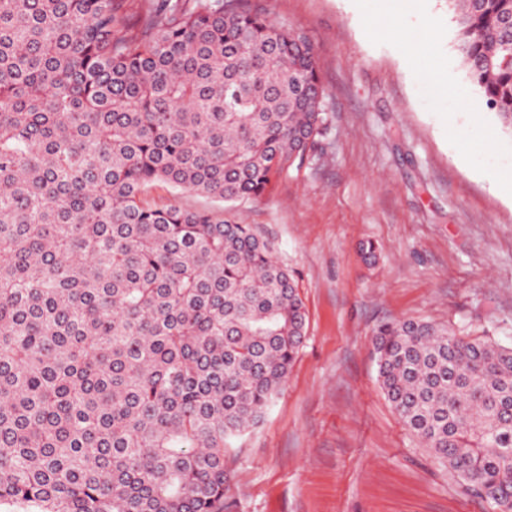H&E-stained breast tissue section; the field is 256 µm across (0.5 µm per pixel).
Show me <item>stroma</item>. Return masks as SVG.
<instances>
[{"mask_svg":"<svg viewBox=\"0 0 512 512\" xmlns=\"http://www.w3.org/2000/svg\"><path fill=\"white\" fill-rule=\"evenodd\" d=\"M256 2L312 37L326 124L264 197L224 210L274 242L308 315L282 390L226 445L230 512H488L391 409L372 333L426 319L512 346V132L448 0Z\"/></svg>","mask_w":512,"mask_h":512,"instance_id":"obj_1","label":"stroma"}]
</instances>
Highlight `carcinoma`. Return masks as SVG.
Masks as SVG:
<instances>
[{"label":"carcinoma","mask_w":512,"mask_h":512,"mask_svg":"<svg viewBox=\"0 0 512 512\" xmlns=\"http://www.w3.org/2000/svg\"><path fill=\"white\" fill-rule=\"evenodd\" d=\"M448 2L512 130V0ZM325 94L308 34L254 0H0V512H227L224 443L308 316L222 203L309 156ZM373 347L405 429L512 512V346L402 319Z\"/></svg>","instance_id":"obj_1"}]
</instances>
